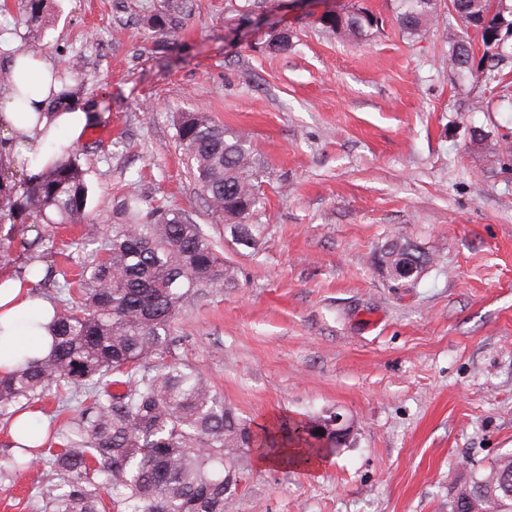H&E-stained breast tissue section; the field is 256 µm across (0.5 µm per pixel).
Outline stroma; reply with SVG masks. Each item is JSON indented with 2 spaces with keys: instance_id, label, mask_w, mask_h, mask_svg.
I'll return each mask as SVG.
<instances>
[{
  "instance_id": "obj_1",
  "label": "stroma",
  "mask_w": 512,
  "mask_h": 512,
  "mask_svg": "<svg viewBox=\"0 0 512 512\" xmlns=\"http://www.w3.org/2000/svg\"><path fill=\"white\" fill-rule=\"evenodd\" d=\"M379 20L362 41L315 20L349 2ZM170 0H48L46 26L0 8V34L67 64L102 140L77 149L88 211L111 236L127 200L189 214L237 267L232 284L182 305L170 356L196 366L245 418L338 411L347 446L305 465L259 467L224 512H450L476 473L512 452V54L490 83L448 69L460 22L403 33L395 0H181L167 48L150 24ZM248 6L254 21L226 24ZM285 29L286 51L268 48ZM201 109L247 131L263 170L258 249L208 214L176 140L178 113ZM434 264L396 287L373 263L391 231ZM73 224L0 223V268L74 270ZM59 450L78 405L34 402ZM0 415V512H42L60 481L43 463L14 471Z\"/></svg>"
}]
</instances>
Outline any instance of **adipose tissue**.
I'll return each mask as SVG.
<instances>
[{"mask_svg": "<svg viewBox=\"0 0 512 512\" xmlns=\"http://www.w3.org/2000/svg\"><path fill=\"white\" fill-rule=\"evenodd\" d=\"M9 50L15 82L0 88V167L34 179L76 147L90 103L57 80L56 67L37 52L17 41ZM39 275L36 267L25 275L0 270V376L51 348L53 305L33 294Z\"/></svg>", "mask_w": 512, "mask_h": 512, "instance_id": "ef3b65f1", "label": "adipose tissue"}]
</instances>
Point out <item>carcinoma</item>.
Returning a JSON list of instances; mask_svg holds the SVG:
<instances>
[{
	"label": "carcinoma",
	"mask_w": 512,
	"mask_h": 512,
	"mask_svg": "<svg viewBox=\"0 0 512 512\" xmlns=\"http://www.w3.org/2000/svg\"><path fill=\"white\" fill-rule=\"evenodd\" d=\"M396 21L412 37L430 32L438 0H398ZM462 20L458 42L466 53L448 50V66L463 80L475 79L469 64L474 47L496 57L499 15L494 0H450ZM45 0H20L19 23L44 26ZM372 15L352 7L317 19L339 37L371 34ZM176 138L193 161V178L211 217L237 243L255 248L262 224H248L261 201L262 171L249 140L224 130L206 112H182ZM87 170L67 154L11 204L12 219L84 227L83 240L98 238L88 219ZM124 222L104 245L105 256L89 254L80 265L76 297L54 314L53 348L16 374L0 379V415L54 390L85 397L75 438L43 459L61 479L62 492L49 498L48 512H101L99 491L110 492L112 512H224L237 489L245 448L274 456L283 448H304L326 458L336 437L318 433L324 413L253 423L244 418L188 365L166 361L172 324L180 305L200 288L234 280L215 244L186 213L128 204ZM117 376L109 382L108 376ZM117 386L120 391H112ZM512 474L504 455L488 472L461 490L451 512H465L466 495L490 498L494 512H512Z\"/></svg>",
	"instance_id": "cac0c4a2"
}]
</instances>
